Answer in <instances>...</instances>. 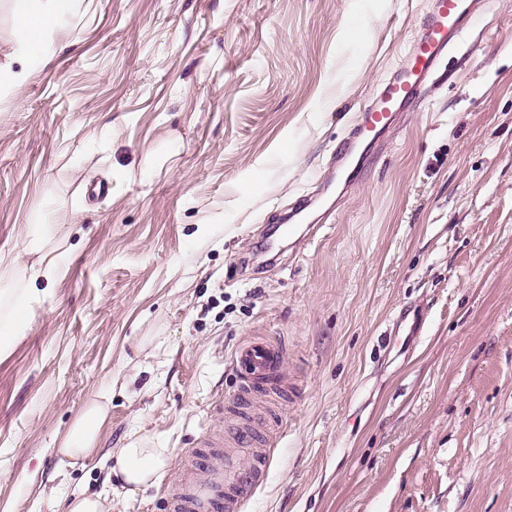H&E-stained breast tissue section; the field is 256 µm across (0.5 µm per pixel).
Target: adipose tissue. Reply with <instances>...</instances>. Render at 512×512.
<instances>
[{"label":"adipose tissue","mask_w":512,"mask_h":512,"mask_svg":"<svg viewBox=\"0 0 512 512\" xmlns=\"http://www.w3.org/2000/svg\"><path fill=\"white\" fill-rule=\"evenodd\" d=\"M65 6L66 0H19L13 17L16 54L30 59L39 55L44 32L60 22ZM107 418V401L96 400L86 407L57 450L60 467H69L73 460L96 452ZM113 456L123 492L132 496L159 479L169 451L155 447L149 433L135 429L128 434L124 447L114 449Z\"/></svg>","instance_id":"obj_1"}]
</instances>
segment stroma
Wrapping results in <instances>:
<instances>
[{"label": "stroma", "instance_id": "35a3bbf8", "mask_svg": "<svg viewBox=\"0 0 512 512\" xmlns=\"http://www.w3.org/2000/svg\"><path fill=\"white\" fill-rule=\"evenodd\" d=\"M432 6L76 0L46 32L0 93V512H169L185 449L253 415L210 407L252 336L298 389L241 512H512V0H484L315 238L283 219ZM102 394L98 450L59 471ZM135 428L170 459L118 495Z\"/></svg>", "mask_w": 512, "mask_h": 512}]
</instances>
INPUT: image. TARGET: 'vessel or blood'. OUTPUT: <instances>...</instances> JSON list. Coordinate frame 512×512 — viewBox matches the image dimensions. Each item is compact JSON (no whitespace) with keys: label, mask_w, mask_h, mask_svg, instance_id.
<instances>
[{"label":"vessel or blood","mask_w":512,"mask_h":512,"mask_svg":"<svg viewBox=\"0 0 512 512\" xmlns=\"http://www.w3.org/2000/svg\"><path fill=\"white\" fill-rule=\"evenodd\" d=\"M476 7L475 0H434L424 29L403 59L375 88L348 141L336 154V168L352 175L377 138L417 103L456 34ZM283 349L254 337L238 346L234 362L243 371L238 399L247 402L279 376ZM268 456L267 439L249 430L205 432L187 449L169 493L171 512H240L255 488Z\"/></svg>","instance_id":"b4317fda"}]
</instances>
